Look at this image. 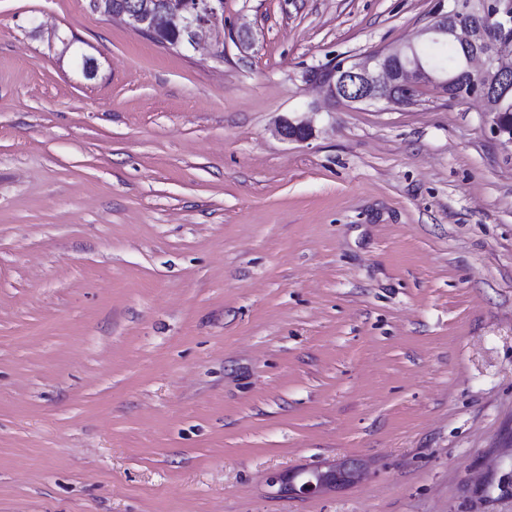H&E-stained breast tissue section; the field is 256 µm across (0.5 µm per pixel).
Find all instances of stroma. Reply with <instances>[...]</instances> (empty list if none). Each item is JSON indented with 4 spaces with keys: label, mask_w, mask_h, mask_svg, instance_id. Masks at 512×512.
<instances>
[{
    "label": "stroma",
    "mask_w": 512,
    "mask_h": 512,
    "mask_svg": "<svg viewBox=\"0 0 512 512\" xmlns=\"http://www.w3.org/2000/svg\"><path fill=\"white\" fill-rule=\"evenodd\" d=\"M435 3L224 0L218 60L0 0V512H512V146L310 77ZM316 128L312 118L284 117L277 126V134L286 142H307L314 138ZM367 473V464L359 459H344L333 462H318L285 475L272 474L267 478L272 487L288 496L308 497L350 486L362 480Z\"/></svg>",
    "instance_id": "35a3bbf8"
}]
</instances>
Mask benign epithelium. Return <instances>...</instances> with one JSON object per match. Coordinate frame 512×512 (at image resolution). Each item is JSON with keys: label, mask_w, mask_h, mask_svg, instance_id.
<instances>
[{"label": "benign epithelium", "mask_w": 512, "mask_h": 512, "mask_svg": "<svg viewBox=\"0 0 512 512\" xmlns=\"http://www.w3.org/2000/svg\"><path fill=\"white\" fill-rule=\"evenodd\" d=\"M485 11L481 23L455 29L457 37L472 39L484 28L501 21L512 20V0H481ZM91 11L123 23L141 35L157 36L174 29L179 38L171 45L175 51L195 48L224 23V0H119L108 11H101L99 0H88ZM423 39L408 43L409 51L402 66L395 68L387 62L388 52L375 51L364 59L341 66L337 81L322 82L329 100L341 98L350 104L386 102L410 105L420 99L426 86L442 91L441 80L428 74L429 62L421 60L420 47L426 41L448 40V12L445 0H437L435 13L422 29ZM472 72L479 74L494 69L500 78L512 84V50L499 48L470 61ZM316 128L311 118L284 117L277 134L286 142L303 143L314 138ZM367 464L359 459L318 462L285 475L272 474L268 484L288 496L308 497L350 486L362 480Z\"/></svg>", "instance_id": "1"}]
</instances>
